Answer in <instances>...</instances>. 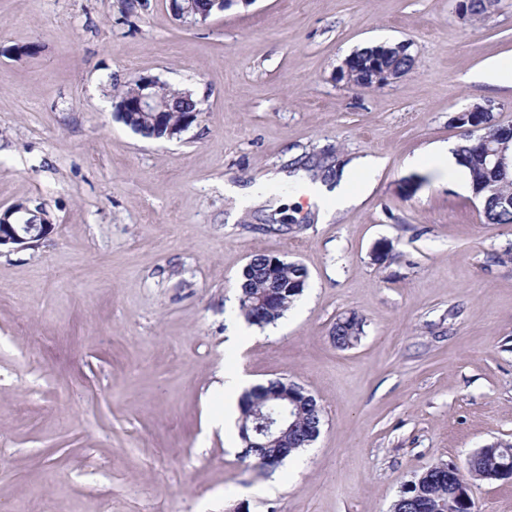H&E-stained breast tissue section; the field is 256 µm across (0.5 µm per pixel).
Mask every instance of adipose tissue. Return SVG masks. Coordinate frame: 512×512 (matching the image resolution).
I'll return each instance as SVG.
<instances>
[{
  "label": "adipose tissue",
  "instance_id": "adipose-tissue-1",
  "mask_svg": "<svg viewBox=\"0 0 512 512\" xmlns=\"http://www.w3.org/2000/svg\"><path fill=\"white\" fill-rule=\"evenodd\" d=\"M378 164L374 158L363 157L348 165L340 177L330 175L312 180L303 172L270 175L267 183L251 186H227L226 191L235 201L236 210H243L264 202L271 185L276 183H301L311 207L317 208L320 219H329L359 203L362 195L374 181Z\"/></svg>",
  "mask_w": 512,
  "mask_h": 512
}]
</instances>
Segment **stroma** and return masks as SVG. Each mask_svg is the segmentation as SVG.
I'll list each match as a JSON object with an SVG mask.
<instances>
[{"label": "stroma", "mask_w": 512, "mask_h": 512, "mask_svg": "<svg viewBox=\"0 0 512 512\" xmlns=\"http://www.w3.org/2000/svg\"><path fill=\"white\" fill-rule=\"evenodd\" d=\"M459 0H254L205 24L165 0H0V210L53 232L0 249V512H390L439 462L512 440V224L484 223L468 183L412 167L460 141L486 101L512 125V88L474 82L512 57V0L478 25ZM410 42L416 63L359 90L354 49ZM140 75L194 92L180 138L113 115ZM372 156L361 202L317 221L283 204L236 221L228 183ZM390 240L381 262L371 251ZM309 280L272 329L228 346L253 254ZM364 320L352 348L331 330ZM299 383L323 409L316 442L276 471L243 457L221 372ZM363 332V318L356 313H350L336 320L331 336L336 348L345 350L355 346L360 341Z\"/></svg>", "instance_id": "obj_1"}]
</instances>
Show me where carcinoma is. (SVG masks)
<instances>
[{"mask_svg":"<svg viewBox=\"0 0 512 512\" xmlns=\"http://www.w3.org/2000/svg\"><path fill=\"white\" fill-rule=\"evenodd\" d=\"M488 0H468L469 18L484 21L488 18ZM162 99L168 107L181 115L189 109L197 108V102L186 91L163 87ZM452 123L459 127H468L470 131L461 133V142L456 150L457 163L465 167L470 175V183L483 189L480 204L484 222L487 224H512V179L502 177L490 171L481 156L477 143L481 140L488 144L500 142L499 122L493 112H477L466 121L451 118ZM270 255L258 253L251 256L243 267L239 281V312L250 326L265 328L284 317L301 295L297 290H289L283 294L279 302L263 319H256L255 304L260 296L273 285L283 288L290 282L309 276L308 270L295 262H285L272 273L269 269ZM364 332L363 318L355 313L336 320L331 332L333 343L338 349L355 346ZM287 382L272 380L265 385H258L246 392L241 399L240 437L243 442L255 443L257 447L250 449V456L258 460L262 467L276 469L280 467L286 456L274 448H262V440L257 434L261 422L249 415L254 401L262 402L263 408L271 415L281 412L286 403ZM323 420V411L313 396L303 402L301 420L308 424L312 420ZM512 476V442L500 441L487 448L479 449L470 458L466 471L461 473L460 484L470 487L474 481L491 482L498 479L508 481ZM451 493L448 486V464L437 463L419 474L411 486L404 487L392 507L397 512H474V502L465 503L457 508L449 500Z\"/></svg>","mask_w":512,"mask_h":512,"instance_id":"obj_1","label":"carcinoma"}]
</instances>
